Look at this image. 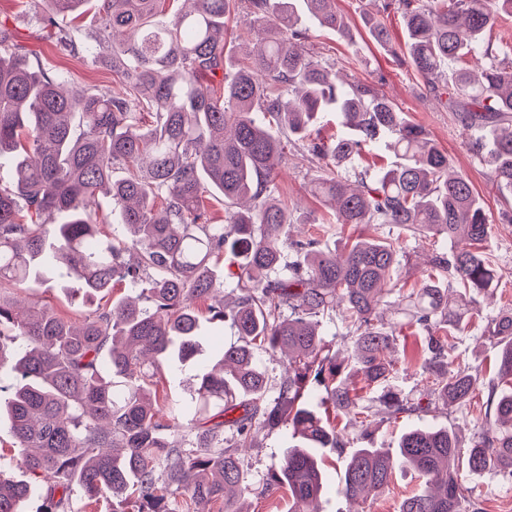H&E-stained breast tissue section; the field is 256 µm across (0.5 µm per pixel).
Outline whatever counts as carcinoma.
<instances>
[{"instance_id":"obj_1","label":"carcinoma","mask_w":512,"mask_h":512,"mask_svg":"<svg viewBox=\"0 0 512 512\" xmlns=\"http://www.w3.org/2000/svg\"><path fill=\"white\" fill-rule=\"evenodd\" d=\"M89 0H45L42 28L61 55L85 53L112 70L122 92L84 91L75 97L40 63L19 53L0 29V163L13 169L0 185V424L16 439L22 470L48 479L36 512H73L74 488L85 499H112V512H170L168 498L194 504L224 502L241 484L240 449L257 430L286 427L300 444L271 468L267 490L287 486L294 512L323 488L318 454L343 438L309 408L322 386L337 412L364 413L362 396L341 379L343 364L329 354L319 318L341 314L353 338L365 386L395 372L389 353L397 328L428 335L430 384L414 399L390 389L379 414L428 413L440 403L467 404L477 376L451 359V339L473 317L501 346L499 383L487 402L496 419L462 449L447 429L413 427L393 456L355 449L341 494L355 501L379 493L395 468H409L424 488L405 497L399 512H479V494L464 484L451 460L466 454L471 471L512 474V311L482 316L459 304L458 289L481 292L501 275L483 246L489 220L469 179L422 127L401 116L375 85L347 81L306 48L307 18L348 40L351 31L336 0H98L88 43L72 37ZM245 10L236 29L229 21ZM401 14L405 51L425 85L442 87L467 129L493 123V176L512 196V54L487 44L480 71L467 57L496 28L512 0H385ZM255 38L252 56L226 67L229 42ZM336 111L349 136L311 135L323 112ZM389 139L397 162L368 179L350 169L365 148ZM300 151L322 175L313 196L337 224L364 229L391 224L435 247L429 274L406 297L407 320L387 322L386 307L403 260L396 242L363 234L343 251L321 250L313 239L288 236L293 223L278 197L279 168ZM112 200L125 239L100 237L95 196ZM224 202V223L211 222L208 203ZM57 214L58 223L44 217ZM237 266L230 290L213 267ZM52 267L88 296L123 283L140 295L101 307L80 324L28 303L15 312L6 289L40 284ZM245 338L220 358L200 363L190 401L163 413L148 389L174 356L197 348L200 309ZM288 356L278 395L257 350ZM230 444H224V434ZM32 494L25 479L0 473V512H23Z\"/></svg>"}]
</instances>
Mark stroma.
<instances>
[{
    "label": "stroma",
    "mask_w": 512,
    "mask_h": 512,
    "mask_svg": "<svg viewBox=\"0 0 512 512\" xmlns=\"http://www.w3.org/2000/svg\"><path fill=\"white\" fill-rule=\"evenodd\" d=\"M381 5L382 0H336L337 10L350 26L351 40H342L336 33L314 26L309 31L307 46L348 77L378 83L381 92L394 100L405 118L423 127L438 147L453 158L455 166L469 176L490 220L487 251L503 276L493 290L475 296L466 293L462 299L476 301L488 313L512 310V224L499 217L504 208L503 194L493 179L488 157L470 151L468 141L474 138V131L463 128L457 115L434 96L409 65L403 20L399 14L384 12ZM41 12V0H0V25L24 46L30 59L39 60L44 67L60 74L65 89L74 93L88 88L119 90V82L111 70L91 66L83 55L63 56L57 52L39 24ZM368 14L384 23L391 37L389 45L378 44L371 38L364 23ZM314 174L315 168L305 156L296 152L290 154L281 166L279 198L298 220L295 234L316 239L323 249L343 247L351 234L350 228L328 234L322 223L328 215L327 209L305 189ZM390 234L410 260L409 269L398 270L395 277L405 289H412L421 279L427 246L408 230L394 226ZM130 293V288L119 285L103 300H90L74 283L58 279L32 291L41 304L72 321L88 317L98 304H111L112 300ZM424 334L421 328L404 330L393 353L398 369L389 384L408 396L418 395L425 384L429 355L419 347ZM452 343L458 363L470 367L478 377V391L473 401L465 406L441 408L422 417L413 414L396 420L375 419L365 442L360 439L359 427L350 424L348 417L332 416V424L344 427L345 441L342 448L323 451V491L316 503L319 512H399L401 500L419 488L421 480L413 470L398 469L382 492L347 504L340 493L343 466L353 449L362 444L396 450L400 435L419 424L452 430L467 444L492 419L486 398L489 386L495 382L496 345L485 336L484 324L480 321L470 325L463 335L453 338ZM294 444L291 431L285 429L262 430L256 434L252 448L246 449L244 455L245 491L237 496V506L242 512H292L294 505L287 491H265L264 482L268 470L279 465L287 448ZM460 473L466 485L477 489L481 512H512V483L506 482L502 473L489 470L477 474L465 467Z\"/></svg>",
    "instance_id": "stroma-1"
}]
</instances>
